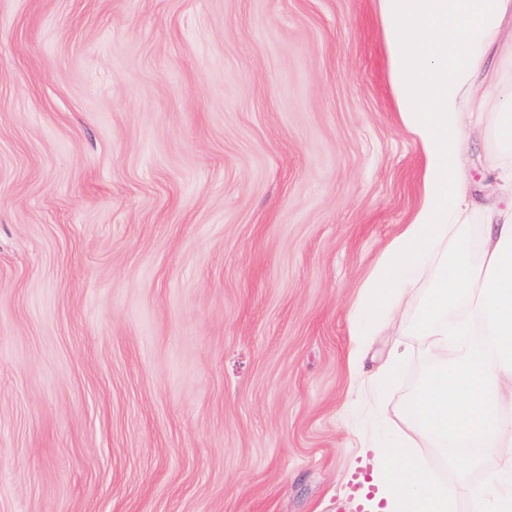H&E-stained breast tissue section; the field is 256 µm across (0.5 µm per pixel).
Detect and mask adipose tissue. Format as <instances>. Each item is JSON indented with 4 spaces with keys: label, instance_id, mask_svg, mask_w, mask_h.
<instances>
[{
    "label": "adipose tissue",
    "instance_id": "ef3b65f1",
    "mask_svg": "<svg viewBox=\"0 0 512 512\" xmlns=\"http://www.w3.org/2000/svg\"><path fill=\"white\" fill-rule=\"evenodd\" d=\"M401 120L425 158L421 201L366 281L359 316L386 319L395 295L426 282L416 322L439 357L409 402L414 433L446 451L454 468L497 457L472 512H512V201L479 204L461 175L466 128L481 105L472 95L487 67L512 0H376ZM496 134L508 166L488 173L512 183V81L499 89ZM482 209L487 225L480 262H472L462 229ZM380 448L372 477L378 512H447L448 492L400 449Z\"/></svg>",
    "mask_w": 512,
    "mask_h": 512
}]
</instances>
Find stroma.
Returning a JSON list of instances; mask_svg holds the SVG:
<instances>
[{"label": "stroma", "instance_id": "1", "mask_svg": "<svg viewBox=\"0 0 512 512\" xmlns=\"http://www.w3.org/2000/svg\"><path fill=\"white\" fill-rule=\"evenodd\" d=\"M424 166L374 0H0V512H336L434 362L423 285L390 386L356 315Z\"/></svg>", "mask_w": 512, "mask_h": 512}]
</instances>
